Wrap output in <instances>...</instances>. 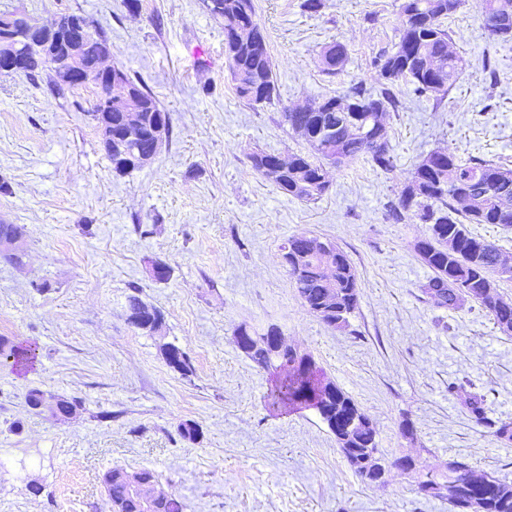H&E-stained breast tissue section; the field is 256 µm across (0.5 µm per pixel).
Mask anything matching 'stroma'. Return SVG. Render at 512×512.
Listing matches in <instances>:
<instances>
[{
	"label": "stroma",
	"mask_w": 512,
	"mask_h": 512,
	"mask_svg": "<svg viewBox=\"0 0 512 512\" xmlns=\"http://www.w3.org/2000/svg\"><path fill=\"white\" fill-rule=\"evenodd\" d=\"M127 3L0 0V12L42 23L90 19L111 61L171 119L156 161L119 175L90 117L93 86L60 94L48 70L0 76V224L23 226L27 253L20 268L0 260V336L38 354L26 369L0 363V512H111V468L153 469L183 512H448L417 492L416 475L452 458L512 482V445L448 391L464 382L485 394L489 417L512 422V336L479 306L451 311L422 293L430 271L414 244L425 227L395 223L388 208L431 150L512 166V40L481 28L480 0L443 22L461 59L447 97L397 84L399 108L385 117L394 171L365 157L330 169L315 201L276 190L249 154L306 151L284 107L358 82L377 88L373 60L398 40L402 0H322L315 13L303 0H255L279 92L255 109L235 93L224 29L202 0ZM334 41L348 58L328 75L320 53ZM301 234L336 243L358 271L346 328L309 311L281 263L282 244ZM155 259L170 267L167 282L151 279ZM134 293L162 313L159 333L129 323ZM241 325L277 326L310 354L369 416L382 454L412 457L413 472L362 481L314 409L270 408V373L234 342ZM167 343L187 354L189 373L169 367ZM33 387L80 405L64 420L33 411ZM187 421L197 441L180 436Z\"/></svg>",
	"instance_id": "1"
}]
</instances>
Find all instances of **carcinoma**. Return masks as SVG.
Returning a JSON list of instances; mask_svg holds the SVG:
<instances>
[{"label":"carcinoma","mask_w":512,"mask_h":512,"mask_svg":"<svg viewBox=\"0 0 512 512\" xmlns=\"http://www.w3.org/2000/svg\"><path fill=\"white\" fill-rule=\"evenodd\" d=\"M462 2L404 0L399 40L374 60L377 92L369 93L357 83L343 95L324 99L322 112L285 108V122L306 142L310 153L289 155L286 169L272 163L274 152L254 154L250 157L253 169L279 192L305 201L316 200L326 192L327 167L333 165L337 155L344 158L345 165L366 156L380 171H393V147L388 135L377 134L373 123L385 128L382 118L397 108L393 86L400 79L410 81L421 95H448L459 75L460 58L449 50L451 35L439 20L456 13ZM481 2L484 31L491 37L512 39V22L502 23L503 9L512 7V0ZM207 13L224 26V53L239 100L251 107L274 102L279 97L277 80L268 36L258 20L254 0H210ZM109 54L104 33L93 28L83 44L84 62L92 65ZM321 57L322 71L334 75L345 65L347 48L340 42L331 43L322 49ZM49 68V61L31 53L23 72L33 76ZM123 81L138 97L147 124L159 123L164 135H169L168 112L129 74H123ZM339 100L349 101L356 111H336ZM424 165L425 160L418 162L412 180L403 186L397 201L390 204L397 222L417 219L426 225L424 237L414 245L417 256L432 272L422 292L437 306L453 311L476 303L501 333L511 336L512 301L504 299L499 288L503 282H512V264L502 259L495 242L472 235L467 225L497 224L506 231L512 230V169L481 157L463 158L450 149L437 154L432 167L425 170ZM286 244V269L305 305L327 325L347 326L360 294L357 270L348 255L315 236H294ZM241 351L257 368L276 373L269 393L273 404L308 406L328 423L334 417H342L346 423L356 416L367 418L335 383H322L321 370H309L314 363L312 357L297 360L290 354L286 361L272 363L259 345L245 346ZM0 359L25 366L34 364L37 354L35 349L1 336ZM25 400L33 409L54 402L39 388L29 389ZM54 403L62 408L77 406L74 401ZM465 405L477 422L492 429L498 441L512 443V422L490 419L483 394L467 393ZM336 442L351 469L365 481H373L376 474L361 464L362 456H377L387 472L399 465V461L392 462L382 455L375 428L369 425L359 429L356 442H346L339 436ZM480 480L482 477L474 475L468 463L453 459L448 461L445 472L417 477V489L427 498L448 503L450 512H478L471 503L473 499L482 501L483 512H512V483L496 475L486 484ZM103 483L112 512H141L120 469L107 471Z\"/></svg>","instance_id":"cac0c4a2"}]
</instances>
